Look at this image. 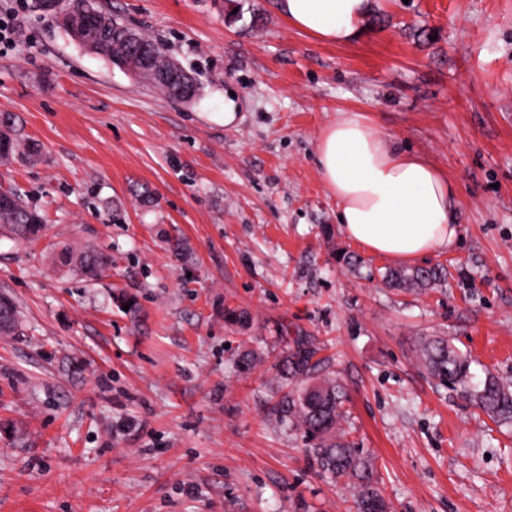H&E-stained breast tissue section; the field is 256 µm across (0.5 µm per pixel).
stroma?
Returning <instances> with one entry per match:
<instances>
[{"label":"stroma","instance_id":"1","mask_svg":"<svg viewBox=\"0 0 512 512\" xmlns=\"http://www.w3.org/2000/svg\"><path fill=\"white\" fill-rule=\"evenodd\" d=\"M68 3L0 0L23 16L0 113L44 147L0 163V185L46 221L33 241L0 233L22 320L0 335V512H355L274 423L270 361L295 336L347 386V438L392 512H512V428L417 358L445 336L512 381V0H384L346 45L279 0H97L196 76L189 103L79 47L55 19ZM228 104L236 121H214ZM347 111L455 183L461 239L423 261L447 286L388 287L394 261L341 230L316 145ZM68 243L111 268L53 265ZM228 304L250 323L226 326ZM246 348L266 361L244 376ZM77 260L81 273L90 279L99 277L110 261L106 255L94 250L80 251Z\"/></svg>","mask_w":512,"mask_h":512}]
</instances>
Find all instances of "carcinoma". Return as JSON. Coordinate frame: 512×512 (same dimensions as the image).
Wrapping results in <instances>:
<instances>
[{
    "mask_svg": "<svg viewBox=\"0 0 512 512\" xmlns=\"http://www.w3.org/2000/svg\"><path fill=\"white\" fill-rule=\"evenodd\" d=\"M68 13L76 14L88 24L91 42L79 41L88 50L109 61L123 54L122 37L130 25L121 18L98 10L93 0H71ZM141 79L161 89L169 98L188 102L185 84L178 80L166 83L157 80L148 70ZM41 149L24 138L9 113L0 115V161L15 156L34 158ZM0 224L9 227L20 239L39 236L44 228L43 216L14 188L0 187ZM81 273L95 279L109 264V258L98 251L77 254ZM385 281L395 288H439L448 282L445 267H418L410 271L388 270ZM419 353L424 366L436 386L455 391L465 402L499 425L512 423V385L489 370L483 380L473 382L470 357L455 348L443 336H424L419 342ZM316 350L303 337L291 340L282 355L275 357L273 368L288 390L273 407L277 425L286 431H297L309 441L306 449L311 468L320 476L346 481L352 490L356 512H390L391 506L374 479L371 459L354 447L346 438L342 421L346 419L347 392L343 383L326 376L321 381L311 380L318 363L313 361ZM259 360L253 350H243L233 362L234 371L251 373Z\"/></svg>",
    "mask_w": 512,
    "mask_h": 512,
    "instance_id": "carcinoma-1",
    "label": "carcinoma"
}]
</instances>
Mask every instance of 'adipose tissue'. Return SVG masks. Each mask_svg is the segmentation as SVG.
Returning a JSON list of instances; mask_svg holds the SVG:
<instances>
[{
	"label": "adipose tissue",
	"instance_id": "obj_1",
	"mask_svg": "<svg viewBox=\"0 0 512 512\" xmlns=\"http://www.w3.org/2000/svg\"><path fill=\"white\" fill-rule=\"evenodd\" d=\"M383 0H281L294 28L336 45L353 42ZM317 164L341 229L374 254L403 263L453 248L461 238L454 183L425 157L396 149L359 112L340 113L317 142Z\"/></svg>",
	"mask_w": 512,
	"mask_h": 512
}]
</instances>
